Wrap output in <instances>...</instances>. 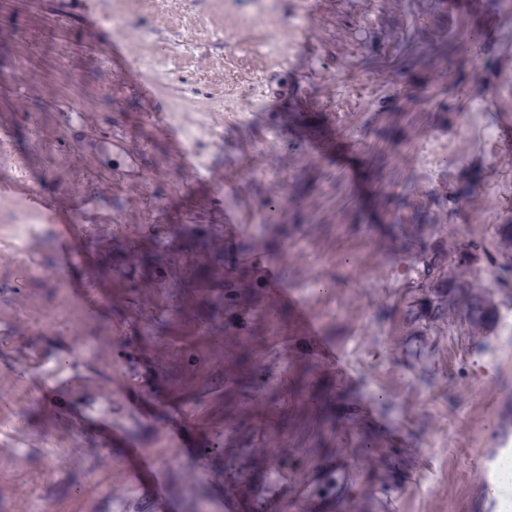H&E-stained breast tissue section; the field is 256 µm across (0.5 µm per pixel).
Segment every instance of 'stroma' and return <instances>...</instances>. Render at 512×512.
Masks as SVG:
<instances>
[{
    "mask_svg": "<svg viewBox=\"0 0 512 512\" xmlns=\"http://www.w3.org/2000/svg\"><path fill=\"white\" fill-rule=\"evenodd\" d=\"M480 2L451 13L446 0H0V133L11 146L0 184L33 176L64 218L92 194L95 220L155 221L153 241L133 232L80 242L83 260L66 278L111 296L96 334L142 351L121 369L158 416L191 408L194 430L223 436L228 453L281 437L303 483L346 471L338 506L315 502L309 512H350L354 502L371 512L389 490L403 512H512V483L473 470L498 451L512 418V335L497 325L474 338L457 313L414 333L408 287L427 273L396 233L421 224L424 246L472 250L467 277L499 314L512 313V284L497 281L512 155L484 136L512 124V18L508 0ZM115 39L126 49L116 61L106 50ZM115 124L145 152L138 178L112 175L91 150ZM172 129L210 181L186 175ZM310 134L325 138V157L307 154ZM228 216L248 231L211 251L208 236ZM283 233L303 274L296 289L340 345L349 384L307 354L301 324L277 301L247 334L200 332L210 266L232 264L241 298L252 299V256L277 262ZM133 243L142 256L132 264ZM152 251L178 261L147 263ZM151 283L165 290L146 309L139 300ZM24 290L47 293L1 249L0 322ZM282 347L286 373L267 385L256 357ZM54 409L44 400L19 416L0 406V482L52 458L58 472L33 491L53 512H121L111 460L93 458L96 424L74 443L39 437ZM229 426L236 435L225 436ZM367 456L375 465L364 470ZM417 461L421 473L400 487ZM207 465L216 481L173 494L165 512H224L229 494L248 500L223 462Z\"/></svg>",
    "mask_w": 512,
    "mask_h": 512,
    "instance_id": "obj_1",
    "label": "stroma"
}]
</instances>
